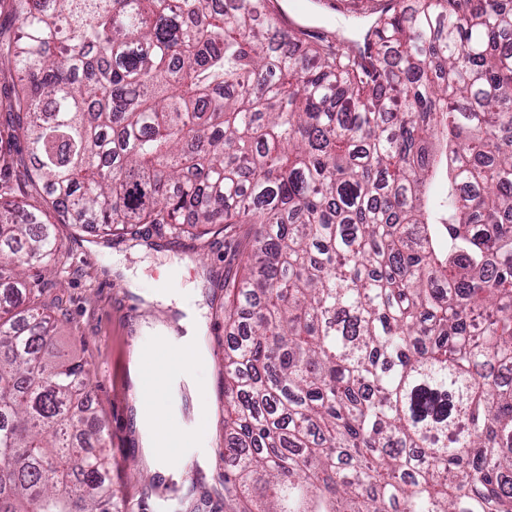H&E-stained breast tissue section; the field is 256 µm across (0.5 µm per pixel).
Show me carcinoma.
Listing matches in <instances>:
<instances>
[{"label":"carcinoma","mask_w":512,"mask_h":512,"mask_svg":"<svg viewBox=\"0 0 512 512\" xmlns=\"http://www.w3.org/2000/svg\"><path fill=\"white\" fill-rule=\"evenodd\" d=\"M369 2L0 0V512H112L58 224L244 258L228 512H512V0ZM278 1V3L282 4L286 11L289 14H293V10H299L302 8L304 4L308 5L306 10V19L305 23L309 25H321L328 30L343 33L345 35H351L354 31L355 22L353 21L350 15H345L339 12H336L333 7H326L324 13H322V9L313 1H328L333 3L336 0H273ZM321 15V16H320Z\"/></svg>","instance_id":"cac0c4a2"}]
</instances>
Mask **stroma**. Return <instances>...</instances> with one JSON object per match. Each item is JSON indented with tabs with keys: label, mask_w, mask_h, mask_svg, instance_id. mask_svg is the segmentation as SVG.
Masks as SVG:
<instances>
[{
	"label": "stroma",
	"mask_w": 512,
	"mask_h": 512,
	"mask_svg": "<svg viewBox=\"0 0 512 512\" xmlns=\"http://www.w3.org/2000/svg\"><path fill=\"white\" fill-rule=\"evenodd\" d=\"M305 9L306 22L351 34V16L315 0H279ZM55 262L41 269L40 298H62L66 320L55 341L93 371L90 402L102 420L121 512H224L222 370L233 335L216 314L230 267L216 244L189 238L106 243L71 225L57 227ZM206 356L159 392L162 421L138 420L143 363L163 365L176 342Z\"/></svg>",
	"instance_id": "35a3bbf8"
}]
</instances>
